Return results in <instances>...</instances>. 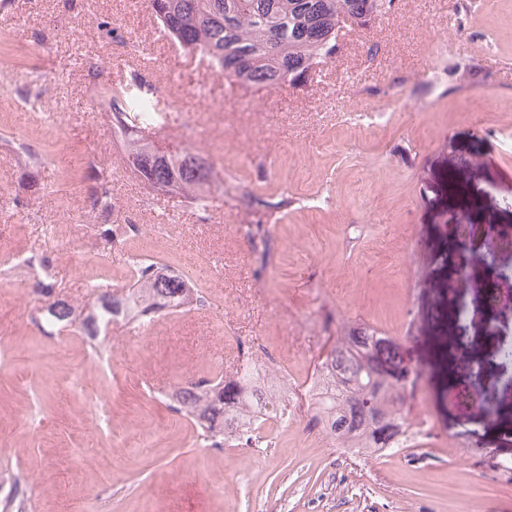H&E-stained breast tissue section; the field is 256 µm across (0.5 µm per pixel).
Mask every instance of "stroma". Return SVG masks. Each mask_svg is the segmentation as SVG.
Segmentation results:
<instances>
[{"label":"stroma","instance_id":"1","mask_svg":"<svg viewBox=\"0 0 512 512\" xmlns=\"http://www.w3.org/2000/svg\"><path fill=\"white\" fill-rule=\"evenodd\" d=\"M455 3L400 0L371 27L346 30L321 82L265 88L228 83L174 51L144 0H0V246L29 248L32 228L51 225L47 255L64 294L86 299L93 280L121 288L120 257L79 258L92 220L79 174L96 165L120 222L141 228L132 252L165 255L186 273L195 263L224 269L204 283L206 309L160 316L140 333L111 326L110 354L128 378L119 393L81 335L47 336L32 323L44 298L31 280L0 290V337L14 344L0 363V463L26 475L28 512H512V480L483 481L490 465L512 461V364L497 355L512 341V250L477 242L468 276L453 280L448 234L459 209L475 224L512 226V153L490 132L512 128V0L467 17ZM145 45L154 67L141 80L179 113L157 140L239 159L243 185L294 199L270 228L265 269L223 193L205 209L151 201L128 170L103 89L132 75ZM464 67L471 78L455 88L450 74ZM370 106L389 107L390 124L350 136L343 112ZM44 113L58 123L41 122ZM316 191L330 192L333 208L306 215L298 203ZM492 265L506 274L501 301L459 322L441 292L477 299ZM228 331L263 337L299 385L328 337L368 338L418 367L409 416L427 417L430 430L394 458L358 461L304 431L303 400L256 447H210L135 381L169 389L226 369L237 352ZM439 341L482 365L478 404H456L440 381ZM76 369L88 393L112 403V447H98L92 414L65 387Z\"/></svg>","mask_w":512,"mask_h":512}]
</instances>
